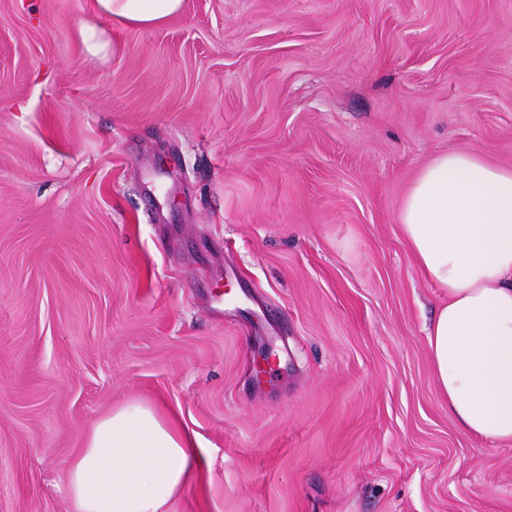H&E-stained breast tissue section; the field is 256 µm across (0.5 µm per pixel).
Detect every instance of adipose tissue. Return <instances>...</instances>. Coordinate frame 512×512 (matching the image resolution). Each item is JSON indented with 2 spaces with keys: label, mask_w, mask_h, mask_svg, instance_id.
Wrapping results in <instances>:
<instances>
[{
  "label": "adipose tissue",
  "mask_w": 512,
  "mask_h": 512,
  "mask_svg": "<svg viewBox=\"0 0 512 512\" xmlns=\"http://www.w3.org/2000/svg\"><path fill=\"white\" fill-rule=\"evenodd\" d=\"M183 9L184 0H93L75 37L103 58L114 44L100 19L155 29ZM400 223L416 270L448 298L427 337L449 414L468 436L512 441V169L471 152L439 155L410 184ZM200 461L195 434L126 404L69 462V491L76 512H167Z\"/></svg>",
  "instance_id": "adipose-tissue-1"
}]
</instances>
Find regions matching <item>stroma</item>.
I'll return each mask as SVG.
<instances>
[{
	"label": "stroma",
	"mask_w": 512,
	"mask_h": 512,
	"mask_svg": "<svg viewBox=\"0 0 512 512\" xmlns=\"http://www.w3.org/2000/svg\"><path fill=\"white\" fill-rule=\"evenodd\" d=\"M91 2L0 0V512H75L132 401L203 446L169 512H512L399 219L440 154L512 168V0H185L103 59ZM75 37L84 53L91 57L105 58L114 48L112 28L102 27L94 20L80 23L76 28Z\"/></svg>",
	"instance_id": "stroma-1"
}]
</instances>
